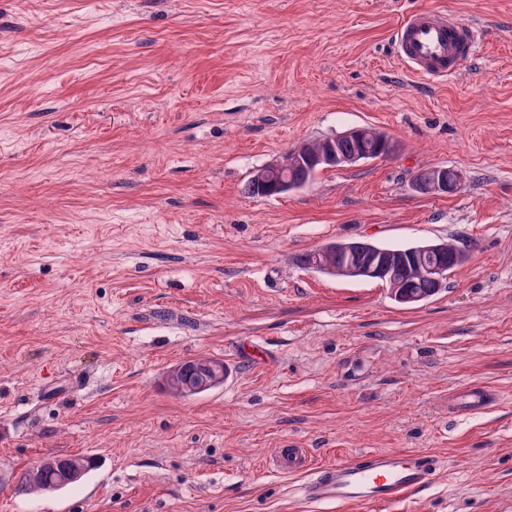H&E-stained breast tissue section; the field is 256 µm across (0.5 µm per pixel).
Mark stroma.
Wrapping results in <instances>:
<instances>
[{"label":"stroma","mask_w":512,"mask_h":512,"mask_svg":"<svg viewBox=\"0 0 512 512\" xmlns=\"http://www.w3.org/2000/svg\"><path fill=\"white\" fill-rule=\"evenodd\" d=\"M423 8L483 32L445 81L394 56ZM354 127L395 153L245 194ZM432 167L459 190L417 192ZM337 240L467 259L406 307L297 265ZM200 356L223 385L171 395ZM469 386L496 401L452 412ZM284 448L440 468L394 503H310ZM48 455L95 467L19 492ZM0 512H512V0H0ZM368 155L341 154L336 149V135L319 139L308 140L300 143L289 152L288 158L268 164L259 169L253 179L257 182L274 180L280 184L282 191L290 192L298 190L301 182L305 187L309 186L315 179L318 167L323 169H343L354 167ZM316 166V169H296L292 171L291 178L288 177V170L294 167ZM250 179L245 185V193L252 198H268L283 194L274 185H262ZM295 180V181H294ZM297 181V182H296Z\"/></svg>","instance_id":"1"}]
</instances>
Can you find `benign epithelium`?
Here are the masks:
<instances>
[{
	"mask_svg": "<svg viewBox=\"0 0 512 512\" xmlns=\"http://www.w3.org/2000/svg\"><path fill=\"white\" fill-rule=\"evenodd\" d=\"M365 160V155L341 154L336 149V137L328 136L300 143L289 152V156L259 169L253 179L257 182L274 180L281 190L290 192L301 188L300 183L288 177V171L295 167L316 166L323 169H343L354 167ZM460 186V176L448 179V169L433 167L419 172L414 179V187L419 192L431 195H451ZM400 257V253L391 249H378L361 258L351 259L350 274H365L384 277L389 267ZM197 364L203 369L201 377L193 384L181 379V365L171 368L166 375L165 384L169 392L178 397L190 396L196 392L223 384L222 370L208 358H200Z\"/></svg>",
	"mask_w": 512,
	"mask_h": 512,
	"instance_id": "7a95c632",
	"label": "benign epithelium"
}]
</instances>
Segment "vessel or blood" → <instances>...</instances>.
Returning <instances> with one entry per match:
<instances>
[{"label": "vessel or blood", "instance_id": "vessel-or-blood-1", "mask_svg": "<svg viewBox=\"0 0 512 512\" xmlns=\"http://www.w3.org/2000/svg\"><path fill=\"white\" fill-rule=\"evenodd\" d=\"M475 30L448 14L418 10L396 29V56L412 77L430 81L451 76L474 55ZM491 402L482 388L461 392L456 405L462 411H477ZM287 471L305 469L300 487L304 500L340 504L387 503L426 486L436 475L439 462L423 451H375L330 464L309 466L303 448H290L275 460Z\"/></svg>", "mask_w": 512, "mask_h": 512}]
</instances>
